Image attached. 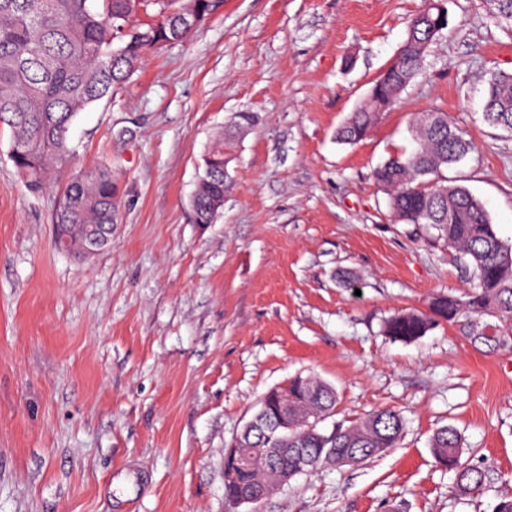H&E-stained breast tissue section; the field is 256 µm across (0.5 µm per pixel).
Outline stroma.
Instances as JSON below:
<instances>
[{
  "mask_svg": "<svg viewBox=\"0 0 512 512\" xmlns=\"http://www.w3.org/2000/svg\"><path fill=\"white\" fill-rule=\"evenodd\" d=\"M423 0H224L184 41L147 55L81 112L67 169L111 166L112 243L60 248V190L31 192L0 126V512H234L224 451L260 396L314 375L337 392L323 429L378 409L395 448L280 486L259 512H493L512 491V349L475 350L456 325L411 343L385 319L462 294L470 273L418 224L393 222L372 170L410 152L440 110L475 150L449 181L512 245V135L481 118L491 72L512 73V25L489 0H444L424 69L357 144L337 127L366 97ZM226 149L214 224L190 197ZM454 426L485 489L450 491L429 438Z\"/></svg>",
  "mask_w": 512,
  "mask_h": 512,
  "instance_id": "obj_1",
  "label": "stroma"
}]
</instances>
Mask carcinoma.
I'll return each mask as SVG.
<instances>
[{"instance_id": "obj_1", "label": "carcinoma", "mask_w": 512, "mask_h": 512, "mask_svg": "<svg viewBox=\"0 0 512 512\" xmlns=\"http://www.w3.org/2000/svg\"><path fill=\"white\" fill-rule=\"evenodd\" d=\"M224 0H0V124L12 131L9 156L33 191L62 181L73 150L68 132L76 117L129 80L142 59L169 42L187 38ZM493 15L512 25V0H491ZM152 13L147 22L137 12ZM448 26L440 0H425L408 23L407 37L380 72L367 97L339 127L345 143L362 140L376 113L391 107L424 67L428 47ZM483 119L512 133V73L491 75ZM415 148L392 155L373 170L397 223L425 224L472 270L474 284L464 297L433 298L427 310L396 312L384 322L386 335L412 342L443 322L463 323L466 339L488 350L512 347V246L497 235L483 203L465 187L448 183L444 171L475 150L448 113L422 114L413 123ZM210 185L190 198L196 223L214 224L224 209V148L204 159L197 180ZM119 187L112 169L95 166L65 180L55 214L60 245L83 253L85 230L117 222ZM288 398V437L245 431L241 452L254 463L224 470L230 501L253 486L272 494L280 476H296L334 464L358 465L396 447L404 429L399 412L380 409L359 421L321 432L317 420L336 407L335 389L319 378L296 375L288 386L262 396L258 413ZM436 463L453 474L461 496L478 493L485 471L462 465V438L450 425L430 439Z\"/></svg>"}]
</instances>
